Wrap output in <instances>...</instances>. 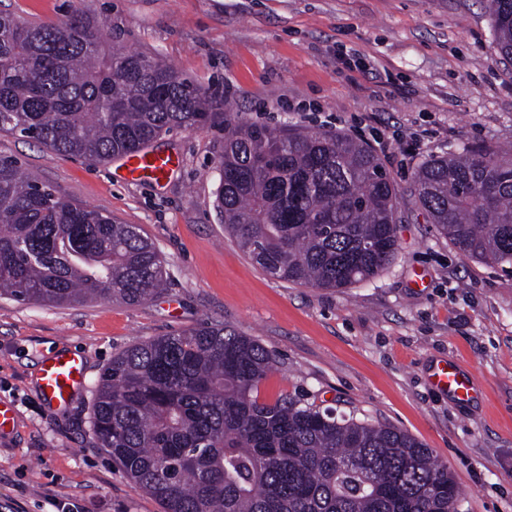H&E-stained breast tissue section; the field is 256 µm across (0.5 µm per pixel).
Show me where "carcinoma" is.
Returning <instances> with one entry per match:
<instances>
[{
  "label": "carcinoma",
  "mask_w": 512,
  "mask_h": 512,
  "mask_svg": "<svg viewBox=\"0 0 512 512\" xmlns=\"http://www.w3.org/2000/svg\"><path fill=\"white\" fill-rule=\"evenodd\" d=\"M512 61V0H484ZM80 10L37 25L0 14V132L91 162L212 121L205 89L143 54L106 50ZM224 224L267 275L346 288L397 251V190L374 151L342 133L242 122L224 108ZM416 203L460 253L512 266V154L425 160ZM166 280L134 224L64 202L0 158V294L140 304ZM275 358L232 327L201 323L132 344L100 377L92 432L164 512H458L448 467L404 431L291 398L259 401Z\"/></svg>",
  "instance_id": "obj_1"
}]
</instances>
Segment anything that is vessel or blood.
<instances>
[{
    "label": "vessel or blood",
    "mask_w": 512,
    "mask_h": 512,
    "mask_svg": "<svg viewBox=\"0 0 512 512\" xmlns=\"http://www.w3.org/2000/svg\"><path fill=\"white\" fill-rule=\"evenodd\" d=\"M178 163L175 155L143 150L127 155L121 163L120 173L126 180H150L162 182ZM88 376L87 366L81 353L72 349H61L43 361L38 370V388L50 411L66 408L74 394L84 388ZM430 380L438 389L445 391L457 401L470 397L474 382L469 373L456 363L436 365Z\"/></svg>",
    "instance_id": "1"
}]
</instances>
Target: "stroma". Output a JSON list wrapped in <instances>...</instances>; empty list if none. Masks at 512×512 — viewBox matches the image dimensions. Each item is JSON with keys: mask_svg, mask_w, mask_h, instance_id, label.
<instances>
[{"mask_svg": "<svg viewBox=\"0 0 512 512\" xmlns=\"http://www.w3.org/2000/svg\"><path fill=\"white\" fill-rule=\"evenodd\" d=\"M106 21L121 46L206 89L217 116L175 128L152 148L178 155L162 183L117 176L0 132L55 195L138 225L159 250L163 290L136 305L20 302L0 295V402L17 413L0 436V512H163L91 432L99 378L133 343L223 323L275 357L258 396H288L397 427L447 465L460 512H512V268L456 250L413 198L418 165L462 145L512 153V65L497 55L482 0H0L31 23L72 11ZM269 126L341 132L367 142L398 190L394 261L341 289L268 276L218 208L225 103ZM82 352L87 384L50 413L36 377L58 349ZM454 361L475 390L458 402L431 386Z\"/></svg>", "mask_w": 512, "mask_h": 512, "instance_id": "obj_1", "label": "stroma"}]
</instances>
